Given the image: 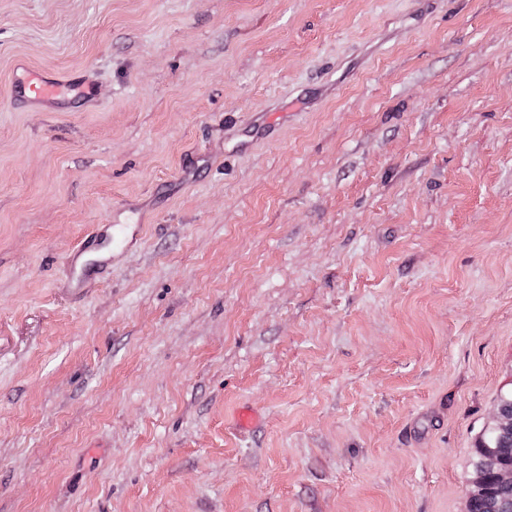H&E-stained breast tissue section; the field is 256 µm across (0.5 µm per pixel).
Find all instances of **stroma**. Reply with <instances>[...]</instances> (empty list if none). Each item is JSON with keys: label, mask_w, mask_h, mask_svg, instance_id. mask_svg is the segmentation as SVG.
Instances as JSON below:
<instances>
[{"label": "stroma", "mask_w": 512, "mask_h": 512, "mask_svg": "<svg viewBox=\"0 0 512 512\" xmlns=\"http://www.w3.org/2000/svg\"><path fill=\"white\" fill-rule=\"evenodd\" d=\"M508 390L512 0H0V512H465ZM75 78L69 75H49L43 72L27 71L24 79H17L15 98L21 102H52L62 111L70 108L67 97Z\"/></svg>", "instance_id": "1"}]
</instances>
